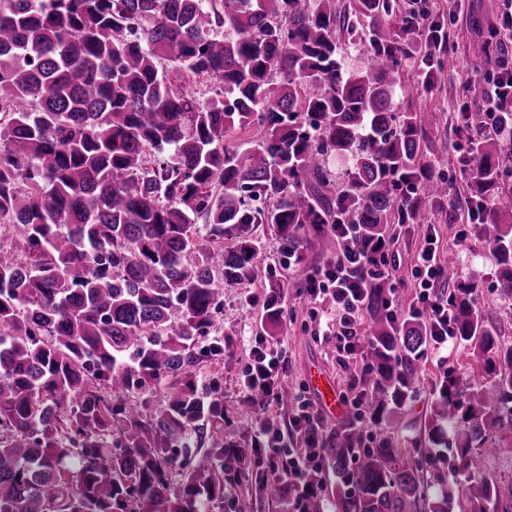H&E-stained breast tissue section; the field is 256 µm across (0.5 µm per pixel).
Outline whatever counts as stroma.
Returning a JSON list of instances; mask_svg holds the SVG:
<instances>
[{"mask_svg":"<svg viewBox=\"0 0 512 512\" xmlns=\"http://www.w3.org/2000/svg\"><path fill=\"white\" fill-rule=\"evenodd\" d=\"M431 20L442 24V36L448 38L449 48L439 50L434 60L438 73L430 90H423L421 74L414 63L404 67L407 94L397 95L394 106L398 110L414 109L427 133L433 172L448 182V197L429 201L422 207L416 223L399 227V237L392 245L400 260L394 284L399 297L398 306L408 309L416 290L411 268L418 247L426 233L439 238V255L456 253L455 264L447 266L437 285L440 293H448L460 285L474 287L477 305L491 314L505 337H512V302L499 299L494 288V269L485 255L483 242L475 225L469 224L465 199L469 193L468 178L459 169L448 166L449 154L466 152L468 146L456 132L460 104L475 105L479 98L473 92L475 81L468 54L471 42L478 39L484 26L496 23L501 11V0H465L461 10L450 11L448 0H424ZM254 238L259 244L254 278L236 288L226 289L215 313L214 336L224 347V361L220 377H213L210 367L197 373L199 385L217 383L224 395V428L237 439L252 444L260 424L271 421L281 433L291 436L295 448L305 446L303 434L293 428L294 407L290 402L299 394H310L307 375L314 370L331 377L338 394L349 391L350 376L360 370L365 358L356 355L348 365H340L336 356V309L331 302L311 304L304 293L305 277L336 255L332 237L308 235L299 264L282 269L283 246L270 224L254 225ZM278 289L284 314L288 319V333L269 338L283 358L284 370L274 379L276 397L265 407L247 405L242 385V373L250 349L257 336L264 334L263 302L271 289ZM486 380L487 374L470 356L463 342L455 340L447 347L426 348L421 363V374L406 407L396 423L367 424L371 437H378L397 429L402 446H410L418 437L420 425L430 409L432 397L447 370Z\"/></svg>","mask_w":512,"mask_h":512,"instance_id":"1","label":"stroma"}]
</instances>
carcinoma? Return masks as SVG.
<instances>
[{
  "mask_svg": "<svg viewBox=\"0 0 512 512\" xmlns=\"http://www.w3.org/2000/svg\"><path fill=\"white\" fill-rule=\"evenodd\" d=\"M424 13L395 0H0V512H215L251 449L224 431V395L195 367L224 288L253 276L254 224L299 251L307 232L353 224L358 252L448 196L429 174L415 112L395 109ZM509 37L489 25L469 48L496 70ZM366 65L347 66L342 42ZM215 84L205 101L170 73ZM259 127L247 148L231 133ZM482 107L467 115L471 201L495 288L512 300V145ZM154 159L147 160V152ZM346 164L342 178L329 161ZM401 184L418 190L397 197ZM203 227H197L198 220ZM235 239L217 250L224 237ZM369 419H397L430 326L397 322L394 289L368 279ZM448 293L452 333L496 379L452 372L410 460L391 435L365 440L357 415L324 439L335 482L299 487L256 470L250 496L294 512H512V482L489 472L493 431L512 429V342L474 300ZM266 321L288 334L280 294ZM165 385L154 410L148 389ZM178 448H195L179 458Z\"/></svg>",
  "mask_w": 512,
  "mask_h": 512,
  "instance_id": "obj_1",
  "label": "carcinoma"
}]
</instances>
